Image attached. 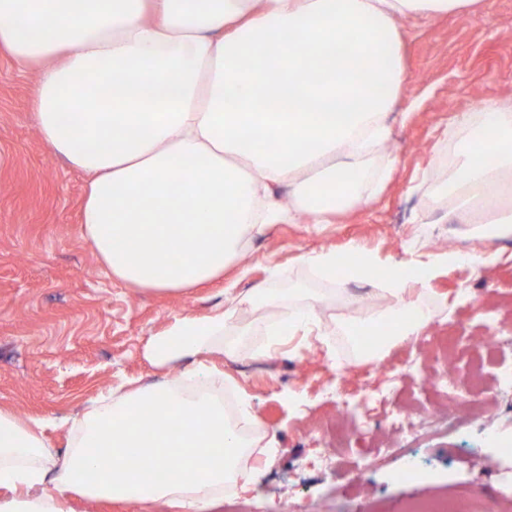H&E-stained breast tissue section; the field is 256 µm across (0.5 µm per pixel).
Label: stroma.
<instances>
[{
	"label": "stroma",
	"instance_id": "obj_1",
	"mask_svg": "<svg viewBox=\"0 0 512 512\" xmlns=\"http://www.w3.org/2000/svg\"><path fill=\"white\" fill-rule=\"evenodd\" d=\"M408 79L389 119L385 145L400 163L369 202L351 204L335 223L271 224L248 236L220 280L182 293L130 288L106 276L81 224L88 177L42 140L32 99L38 70L0 54V408L47 424L53 456L78 438L73 427L109 391L132 390L216 367L224 387L246 395L260 425L249 491H234L216 512H405L418 500L448 501L458 512H512V236L481 238L469 225L427 224L434 200L448 195V144L458 119L490 99L512 103V0L429 20L400 18ZM409 268L418 255L456 251L483 265L440 266L427 305L436 318L417 340L394 347L381 382L390 404L422 414L448 402L433 378L444 355L458 369L478 361L483 379L469 392L478 416L451 409L446 424L408 437L423 459L408 480L398 456L374 450L393 438L383 413L349 427L335 469L310 453L336 423V381L350 392L371 374L343 337L354 320L348 285L321 278L305 255L350 246ZM263 289L270 306L240 309L224 328L236 356L197 354L167 367L145 356L147 342L174 319L221 311L227 297ZM312 311L309 329L288 327L271 358L251 359L269 324ZM500 349L472 351L492 329Z\"/></svg>",
	"mask_w": 512,
	"mask_h": 512
}]
</instances>
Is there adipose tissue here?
<instances>
[{
    "mask_svg": "<svg viewBox=\"0 0 512 512\" xmlns=\"http://www.w3.org/2000/svg\"><path fill=\"white\" fill-rule=\"evenodd\" d=\"M477 0H0V49L40 68L33 105L43 141L92 176L84 231L110 278L180 292L215 281L247 233L284 221L275 196L292 186L314 223L362 200L398 159L387 116L407 80L395 21L467 10ZM471 136L453 177L484 234L512 233V105L463 114ZM308 256L340 283L383 280L396 306L391 342L415 339L441 262L415 276L351 248ZM263 291L224 312L183 317L152 336L147 357L167 366L224 346L225 324ZM211 389H136L79 423L94 445L64 454L53 482L39 465L42 423L0 409V512H70L71 497L212 512L247 477L253 443Z\"/></svg>",
    "mask_w": 512,
    "mask_h": 512,
    "instance_id": "ef3b65f1",
    "label": "adipose tissue"
}]
</instances>
